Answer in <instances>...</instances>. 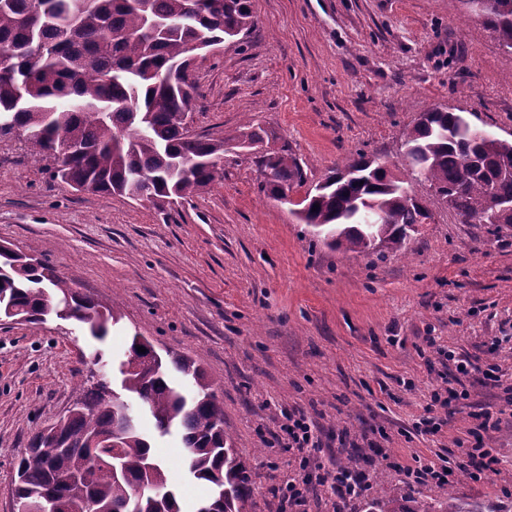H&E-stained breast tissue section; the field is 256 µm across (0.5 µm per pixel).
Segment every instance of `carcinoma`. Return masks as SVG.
<instances>
[{
	"label": "carcinoma",
	"mask_w": 512,
	"mask_h": 512,
	"mask_svg": "<svg viewBox=\"0 0 512 512\" xmlns=\"http://www.w3.org/2000/svg\"><path fill=\"white\" fill-rule=\"evenodd\" d=\"M72 0H0V136L19 132L38 154H55L66 140L76 151L53 176L81 191L162 204L187 199L224 178L220 161L231 145L264 141L245 127L229 137L189 133L197 87L183 64L196 52L235 43L256 25L253 0H91L71 20ZM492 29L512 54V0H487L469 11ZM45 52L32 54L35 44ZM405 157L437 201L470 224L512 226V139L483 135L460 112L435 107L407 131ZM260 189L275 200L303 185L304 172L282 148L261 157ZM317 211H312L314 204ZM297 217L318 229L334 250L368 254L404 247L407 231L429 217L428 209L363 152L336 165L301 203ZM381 223H361L365 208ZM385 242L377 247L374 240ZM15 249H0V318L9 312L36 322L70 299L73 319L104 340L117 314L71 289L52 267ZM133 337L119 364L120 387L86 381L82 395L57 422L37 432L16 463L15 493L40 501L44 512H84L72 503L64 478H80L89 466L90 442L119 427L132 399L162 435L182 432L191 453L190 474L209 488L216 512H255L254 486L245 463L224 434V402L194 359L171 354L148 362ZM118 457L107 459L85 486L96 512H183L178 492L164 504L138 494L143 482L168 483L149 437L126 427ZM399 488L366 503V512H485L447 493L408 507Z\"/></svg>",
	"instance_id": "carcinoma-1"
}]
</instances>
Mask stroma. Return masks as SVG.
I'll list each match as a JSON object with an SVG mask.
<instances>
[{
	"label": "stroma",
	"instance_id": "obj_1",
	"mask_svg": "<svg viewBox=\"0 0 512 512\" xmlns=\"http://www.w3.org/2000/svg\"><path fill=\"white\" fill-rule=\"evenodd\" d=\"M254 7L246 40L196 62L193 132L225 137L249 122L272 131L306 173L297 199L356 151L376 156L430 212L404 249L328 248L292 204L260 192L251 151L225 153L223 180L160 209L74 190L53 178L54 157L32 154L16 135L0 136V243L45 260L119 315L103 344L108 377L135 335L204 366L252 474L257 512H278L272 489L299 466L281 431L294 408L314 420L325 466L355 465L372 443L384 448L387 481L371 486L373 496L404 487L402 469L415 457L460 456L474 442L473 413L497 415L484 439L497 471L410 495L448 491L512 512V406L495 381L512 375V227L460 223L402 147L435 106L512 139V56L480 22H464L461 0ZM95 345L72 319L0 321V512H14L17 456L76 400ZM443 349L455 361L442 360ZM446 377L465 393L448 411L432 403ZM430 416L448 423L421 433ZM154 453L192 512L206 488L190 477L180 436L155 437Z\"/></svg>",
	"mask_w": 512,
	"mask_h": 512
}]
</instances>
